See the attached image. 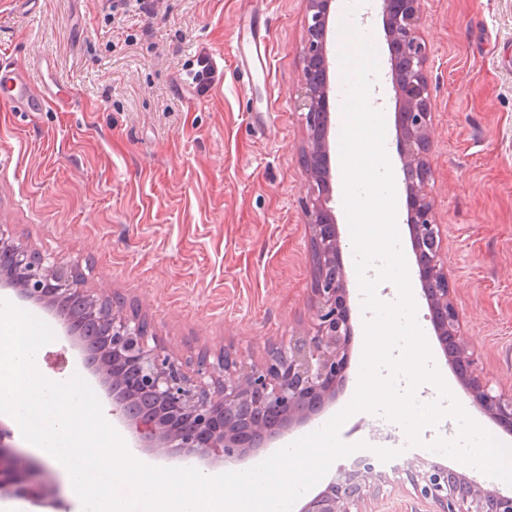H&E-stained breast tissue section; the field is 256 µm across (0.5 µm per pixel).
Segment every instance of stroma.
<instances>
[{
	"label": "stroma",
	"instance_id": "35a3bbf8",
	"mask_svg": "<svg viewBox=\"0 0 512 512\" xmlns=\"http://www.w3.org/2000/svg\"><path fill=\"white\" fill-rule=\"evenodd\" d=\"M141 13L105 0H0V63L51 76L56 97L20 112L0 97V226L52 255L89 290L136 307L168 352L186 362L233 347L247 363L312 329L315 296L298 108L305 0H143ZM432 89V178L460 333L482 376L512 394V0H421ZM369 36L379 71L372 107L386 125L400 246L430 365L482 429L512 433L475 408L458 382L421 295L395 127L390 53L380 6L335 0L329 23L331 206L355 329L336 401L277 447L324 426L360 379L367 319L354 267L337 160L342 71L336 35ZM265 38L266 69L243 42ZM219 74L204 94L201 54ZM55 339L51 376L84 373L78 350L41 309ZM373 512H436L411 485H383Z\"/></svg>",
	"mask_w": 512,
	"mask_h": 512
}]
</instances>
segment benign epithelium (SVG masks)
<instances>
[{"label":"benign epithelium","mask_w":512,"mask_h":512,"mask_svg":"<svg viewBox=\"0 0 512 512\" xmlns=\"http://www.w3.org/2000/svg\"><path fill=\"white\" fill-rule=\"evenodd\" d=\"M334 0H306L305 61L300 108L305 110L302 164L308 181L303 201L311 225L316 296L313 330L271 346L264 363L247 367L238 352L223 349L217 361L200 356L196 369L150 345L148 324L119 300L92 293L50 257L7 238L0 230V288L48 312L82 356L84 367L104 388L112 417L131 435L134 447L156 458L194 459L208 468L238 462L269 447L285 432L320 413L336 398L349 359L354 329L347 273L332 199L328 24ZM421 0H382L384 32L398 103V155L406 191L421 293L444 354L472 404L506 431L512 430V396L496 393L477 371L473 353L459 333V312L448 282L440 225L428 193L432 94L428 54L420 36ZM406 479L389 480L370 468L333 479L299 512H352L379 496L381 485L408 481L418 498L437 512H512L504 496L464 474L421 459L404 469ZM0 497L56 507L59 484L44 465L13 441L0 421Z\"/></svg>","instance_id":"obj_1"}]
</instances>
